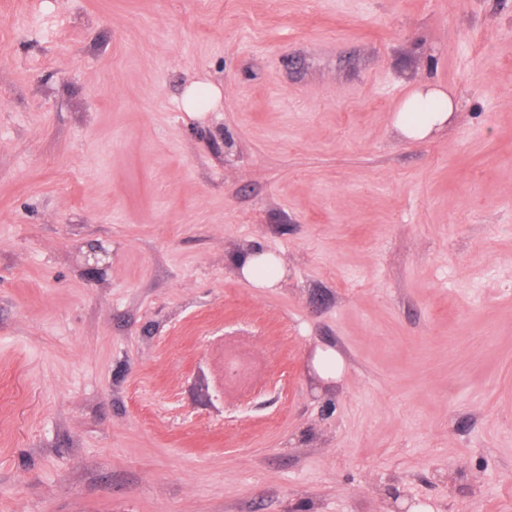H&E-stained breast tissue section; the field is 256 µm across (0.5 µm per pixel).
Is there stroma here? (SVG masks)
I'll return each instance as SVG.
<instances>
[{
  "instance_id": "35a3bbf8",
  "label": "stroma",
  "mask_w": 512,
  "mask_h": 512,
  "mask_svg": "<svg viewBox=\"0 0 512 512\" xmlns=\"http://www.w3.org/2000/svg\"><path fill=\"white\" fill-rule=\"evenodd\" d=\"M0 512H512V0H0ZM454 111V100L447 92L429 84L419 85L398 107L394 127L407 139H423L443 126ZM230 262L234 270L255 288H274L282 278L280 260L258 249L237 253Z\"/></svg>"
}]
</instances>
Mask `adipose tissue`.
<instances>
[{
    "label": "adipose tissue",
    "mask_w": 512,
    "mask_h": 512,
    "mask_svg": "<svg viewBox=\"0 0 512 512\" xmlns=\"http://www.w3.org/2000/svg\"><path fill=\"white\" fill-rule=\"evenodd\" d=\"M455 103L444 90L427 84L417 86L398 107L394 117L397 131L408 139H422L443 126ZM234 270L256 288L275 287L282 278L281 262L259 250H245L231 259Z\"/></svg>",
    "instance_id": "1"
}]
</instances>
